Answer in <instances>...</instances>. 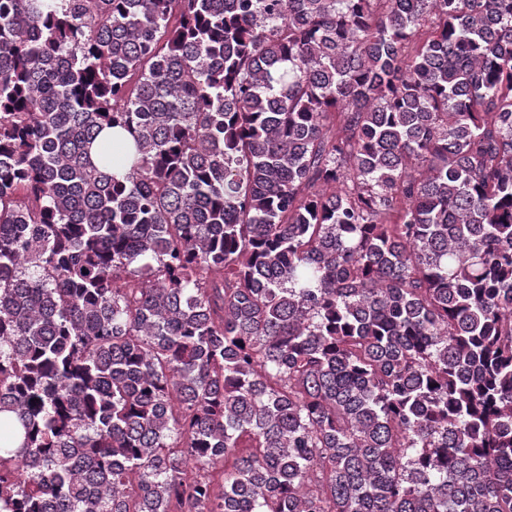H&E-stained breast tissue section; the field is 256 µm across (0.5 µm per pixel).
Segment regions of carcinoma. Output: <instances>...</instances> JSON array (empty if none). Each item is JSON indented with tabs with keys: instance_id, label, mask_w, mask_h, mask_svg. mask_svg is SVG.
Here are the masks:
<instances>
[{
	"instance_id": "carcinoma-1",
	"label": "carcinoma",
	"mask_w": 512,
	"mask_h": 512,
	"mask_svg": "<svg viewBox=\"0 0 512 512\" xmlns=\"http://www.w3.org/2000/svg\"><path fill=\"white\" fill-rule=\"evenodd\" d=\"M0 512H512V0H0Z\"/></svg>"
}]
</instances>
